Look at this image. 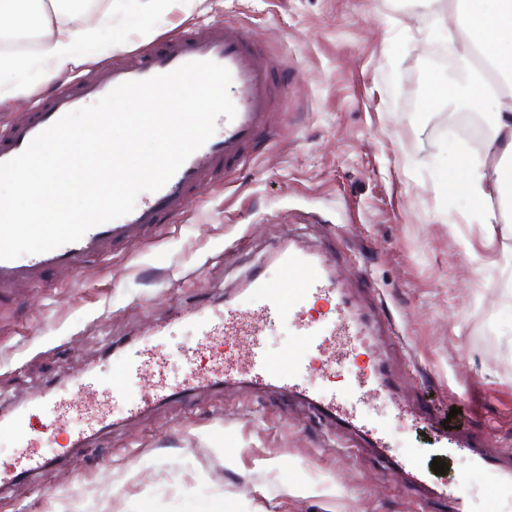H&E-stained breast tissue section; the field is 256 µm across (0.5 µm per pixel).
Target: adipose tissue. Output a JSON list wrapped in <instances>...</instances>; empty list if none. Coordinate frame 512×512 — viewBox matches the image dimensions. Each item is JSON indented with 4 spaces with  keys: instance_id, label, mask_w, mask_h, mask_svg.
I'll return each mask as SVG.
<instances>
[{
    "instance_id": "1",
    "label": "adipose tissue",
    "mask_w": 512,
    "mask_h": 512,
    "mask_svg": "<svg viewBox=\"0 0 512 512\" xmlns=\"http://www.w3.org/2000/svg\"><path fill=\"white\" fill-rule=\"evenodd\" d=\"M79 0H0V36L41 34L36 59L0 53V96L25 95L32 85L60 71L81 66L111 51L117 33L111 11L94 23L76 24ZM456 30L466 53H479L486 69L498 74L502 91L469 80L461 89L470 101L487 103L489 143L498 162L486 169L479 160H462L454 187L481 209L488 223L497 216L492 198L512 208V0H454Z\"/></svg>"
}]
</instances>
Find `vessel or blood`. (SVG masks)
<instances>
[{
	"mask_svg": "<svg viewBox=\"0 0 512 512\" xmlns=\"http://www.w3.org/2000/svg\"><path fill=\"white\" fill-rule=\"evenodd\" d=\"M211 60L226 66L232 74L229 96L237 114L234 119L219 117L214 135L195 151L156 192L145 194L134 210L118 219L89 229L83 237L53 250L32 254L25 260H0V294L6 295L23 286L43 283L57 271L76 270L93 258L111 255L116 246L143 238L148 230L163 219L184 216L194 203L195 189L219 179L224 172L241 164L245 153L265 131L269 121L270 89L273 73L256 61V51L247 34L215 23L202 34L187 32L180 39L163 43L153 50H132L112 66L78 77L58 88L30 112L13 121L7 131L0 132V162L19 154L42 130L65 113L92 104L118 84L141 80L169 72L183 63ZM249 286L254 301L249 308L238 307L233 299L224 302V315L212 322L198 315L201 337L196 349L187 353L192 366L182 382L161 384L164 398H190L198 383L218 385L230 372L257 380L280 384L296 390L303 379L302 365L293 355L280 359L268 358L264 352L263 336L277 321L299 315L304 305L312 301L334 302L336 318L330 325L301 324L300 330L310 336L319 353H332L335 362L348 359L352 347L366 328L352 311L345 294L340 291L327 269L326 261L307 252L288 251L282 254L276 273H259ZM230 336L240 345L237 356L229 361L214 363L210 369L194 368L199 351L205 350L213 337ZM163 354L156 342L146 341L142 347L128 351L113 362L116 373L112 389H98L93 380L80 378L70 387H48L38 408L47 424H55L67 415L85 420V432L105 423L107 409L117 392L145 364H160ZM389 379L380 358H372L367 372L361 373L353 387L357 398L380 396L389 389ZM313 407L335 418L342 426L352 427L369 436L380 457L388 466L407 473L415 487L426 489V512H469L466 494L460 484L433 481L428 469L419 460H396L380 424L358 416L352 403L321 386L311 395ZM433 447L443 455L468 453L474 463L496 470L502 484L512 488V463L470 440L457 429H440L434 435Z\"/></svg>",
	"mask_w": 512,
	"mask_h": 512,
	"instance_id": "b4317fda",
	"label": "vessel or blood"
}]
</instances>
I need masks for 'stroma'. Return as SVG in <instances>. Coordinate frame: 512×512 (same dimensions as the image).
I'll list each match as a JSON object with an SVG mask.
<instances>
[{"label": "stroma", "instance_id": "35a3bbf8", "mask_svg": "<svg viewBox=\"0 0 512 512\" xmlns=\"http://www.w3.org/2000/svg\"><path fill=\"white\" fill-rule=\"evenodd\" d=\"M158 10L129 21L113 0L124 30L102 64L213 22L244 29L258 63L276 70L267 130L181 218L0 302V411L31 406L49 384L111 386L112 349L157 336L166 355L113 402L110 432L0 493V512H420L403 475L360 437L274 386L202 387L128 419L159 378H183L196 310L216 322L225 296L250 306L253 273L274 270L288 248L325 254L375 333L396 400L367 398L363 417L391 419L397 403L431 413L387 429L397 456L429 461L433 425L455 407L470 437L512 459V214L496 207L487 225L448 185L471 153L444 131L484 109L417 104L436 83L460 91L468 69L459 50L455 68L433 61L455 28L452 0H164ZM264 340L269 358L292 354L339 392L368 360L361 347L323 368L286 321ZM446 463L434 480L462 483L470 512H512L496 472L461 453ZM331 484L337 494L323 495Z\"/></svg>", "mask_w": 512, "mask_h": 512}]
</instances>
